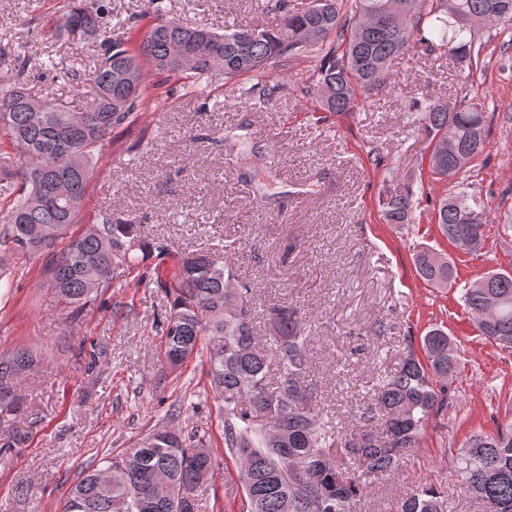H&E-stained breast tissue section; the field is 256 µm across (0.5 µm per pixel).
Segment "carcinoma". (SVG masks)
I'll return each mask as SVG.
<instances>
[{
	"label": "carcinoma",
	"instance_id": "carcinoma-1",
	"mask_svg": "<svg viewBox=\"0 0 512 512\" xmlns=\"http://www.w3.org/2000/svg\"><path fill=\"white\" fill-rule=\"evenodd\" d=\"M274 23L235 25L222 32L187 27L169 15L165 0H148L150 21L126 23L112 35L111 0H62L51 37L69 42L76 28L98 30L93 69L76 74L90 95L79 107L54 97L36 98L25 82L28 59L13 53L0 74V138L16 151L19 167H0V284L8 285L4 254L15 259L49 252L47 283L79 320L106 291L140 267L144 257L165 258V240L148 241L138 225L109 217L70 233L80 223L83 201L101 163L108 134L162 102L158 90L173 79L185 87L251 73L253 92L265 104L283 84L273 70L311 62L308 88L321 112L360 109L385 85L392 62L415 48L448 49L472 67L481 45L477 28L512 25V0H273ZM409 112L429 140V168L440 181H457L435 207L441 235L461 251L484 239L485 207L470 192L466 175L485 149L487 115L479 102L449 106L416 99ZM251 180L263 176L253 153L241 151ZM416 193L405 190L382 201L388 224H409ZM64 246L57 252L51 248ZM232 250L187 253L169 269L143 268L145 286L162 289L170 309L162 327L164 358L181 368L206 347L211 385L224 410V447L244 477L250 512H355L371 484L393 472L419 446L429 418L448 406V386L438 379L456 372L459 359L448 333L431 327L421 338L425 358L408 342L400 366L378 379L374 404L362 419L374 425L347 437L322 415L306 383L310 363L306 317L283 302L268 309L269 343L256 336L250 282L236 276ZM417 273L436 286L455 283L447 257L430 250L414 256ZM463 302L485 338L512 349V271L490 272L463 289ZM33 352H0V448L20 442L9 431L19 412L18 376ZM280 377L269 379L273 362ZM206 435L182 437L158 430L128 455L106 460L75 482L63 512H198L195 490L214 472ZM454 474L485 512H512V421L493 433L477 431L453 452ZM395 512H449L448 498L422 485L401 498Z\"/></svg>",
	"mask_w": 512,
	"mask_h": 512
}]
</instances>
